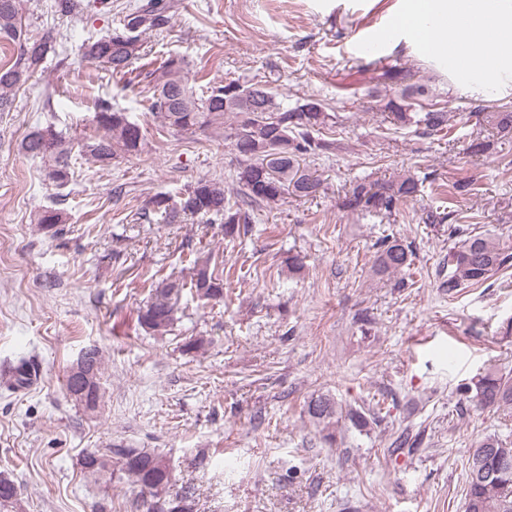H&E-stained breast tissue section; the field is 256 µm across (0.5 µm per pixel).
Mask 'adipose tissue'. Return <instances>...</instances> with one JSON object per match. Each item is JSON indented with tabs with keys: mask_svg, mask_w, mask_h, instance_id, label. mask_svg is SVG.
Instances as JSON below:
<instances>
[{
	"mask_svg": "<svg viewBox=\"0 0 512 512\" xmlns=\"http://www.w3.org/2000/svg\"><path fill=\"white\" fill-rule=\"evenodd\" d=\"M489 21L512 32V0H403L390 26L425 37L451 69L469 38ZM471 73L481 87H499L503 77H512V48L473 56Z\"/></svg>",
	"mask_w": 512,
	"mask_h": 512,
	"instance_id": "ef3b65f1",
	"label": "adipose tissue"
}]
</instances>
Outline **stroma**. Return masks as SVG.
I'll list each match as a JSON object with an SVG mask.
<instances>
[{"instance_id":"obj_1","label":"stroma","mask_w":512,"mask_h":512,"mask_svg":"<svg viewBox=\"0 0 512 512\" xmlns=\"http://www.w3.org/2000/svg\"><path fill=\"white\" fill-rule=\"evenodd\" d=\"M134 0H83L80 15L55 0H20L32 37L68 40L69 60L47 58L0 112V369L26 361L37 377L14 388L0 372V474L15 481L11 512H146L138 489L91 476L86 452L115 444L150 448L170 464L167 494L188 512H464V465L479 439H512V412L465 408L459 393L490 367L512 370V269L449 295L448 227L425 223L445 203L512 247V141L473 154L474 100L512 107V84L494 90L448 74L400 31L374 47L398 0H172L169 21L143 36L131 73L111 74L80 45L107 35ZM183 57L190 82L257 79L283 95H313L338 124L330 150L306 154L316 197L285 194L256 210L248 235L224 238L201 219L166 223L146 202L201 178L241 197L230 142L211 132L159 129L147 110L153 69ZM409 69L411 85L447 106L453 141L383 122L401 89L385 77ZM52 108H45V99ZM129 113L145 135L140 154L102 167L77 154L57 186L45 159L19 150L36 128L74 139L95 131L98 101ZM409 174L420 194L393 214L354 212L360 182ZM473 178L471 194L440 199L448 180ZM62 210L63 231L35 222ZM411 245L416 274L405 287L373 271L378 241ZM224 268L223 303L184 290L170 334L138 327L151 278L189 279L198 255ZM304 259L289 275L287 259ZM202 345L187 349L188 341ZM104 361L102 399L85 410L65 392L82 351ZM386 408L358 427L340 418L331 434L304 411L310 398ZM408 436L409 447L392 442Z\"/></svg>"}]
</instances>
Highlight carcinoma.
Wrapping results in <instances>:
<instances>
[{
  "mask_svg": "<svg viewBox=\"0 0 512 512\" xmlns=\"http://www.w3.org/2000/svg\"><path fill=\"white\" fill-rule=\"evenodd\" d=\"M168 9L164 0H144L107 36L82 44L83 57L106 66L115 75L128 73L143 58L142 34L164 24ZM0 35L17 45L16 54L0 64V112H9L17 92L43 64L48 53L58 48L63 50L65 46L50 34L40 39L30 38L19 15V0H0ZM410 98L408 88H403L399 100L387 104L390 112L385 120L393 125H414L428 135L449 134L448 111L427 108L415 112ZM149 110L163 129L224 131V139L231 141L240 158L238 183L243 198L232 205L226 198L223 182L202 178L175 197L154 195L145 205L146 215L160 213L170 224L185 217L204 218L208 224L220 225L224 236L233 238L247 234L257 207L279 201L285 191L290 189L302 197L319 192V180L298 170L299 156L332 146L322 135L334 127L335 116L326 112L318 98L298 96L289 100L259 82L238 80L209 83L198 90L189 82L185 60L174 56L154 71ZM470 116L476 118L480 127L494 129L502 138H512V111L508 108L490 110L484 104H477ZM95 118L98 133L78 143L47 126L29 133L19 150L50 159L53 169L49 177L59 185L69 179L76 145L83 155L102 165L142 150V127L128 113L101 101ZM418 192L420 183L413 176L369 186L358 183L346 196L345 206L352 211L390 214L399 204L414 199ZM38 223L57 234V225L64 223L63 214L58 209H45L40 212ZM448 230L449 237L455 239L448 251V279L441 283V287L448 289V295L462 288L480 286L495 273L512 268V249L494 237H466L460 227L452 224ZM412 256L413 250L402 241L387 238L376 255L375 270L382 275L393 274L410 267ZM212 261L210 256L195 261L191 287L200 299L222 303L224 271ZM182 288L184 284L177 279L155 283L150 301L137 310V324L153 334L170 331L177 320V300ZM80 358L94 369L88 395L99 399V350L89 348ZM463 395L476 409L512 407V374L490 368L465 386ZM305 412L312 422L328 425L336 418V401L327 395L313 397L307 402ZM115 463L140 488V495H150L147 512H186L182 502L162 499L170 482V468L162 456L148 448L115 444L106 453L89 452L80 461L82 469L91 475L105 473ZM16 496L14 482L0 475V509H8ZM465 512H512V448L497 434L484 437L470 450Z\"/></svg>",
  "mask_w": 512,
  "mask_h": 512,
  "instance_id": "carcinoma-1",
  "label": "carcinoma"
}]
</instances>
